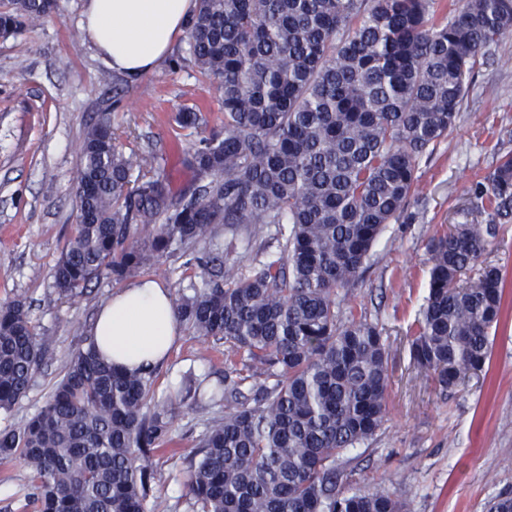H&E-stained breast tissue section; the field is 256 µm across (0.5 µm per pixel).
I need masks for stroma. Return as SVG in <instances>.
Instances as JSON below:
<instances>
[{
	"mask_svg": "<svg viewBox=\"0 0 512 512\" xmlns=\"http://www.w3.org/2000/svg\"><path fill=\"white\" fill-rule=\"evenodd\" d=\"M83 0H57L56 9L20 35L0 38V304L25 303L36 330L53 339L50 359L0 430L32 417L62 377L100 304L120 290L104 276L72 298L59 297L53 268L76 221L80 146L98 113L111 111L124 152L155 155L173 189L194 174L182 158L193 137L174 115L193 107L220 126L223 105L215 83L188 65L176 66L185 41L159 65L130 79L109 70L81 41ZM463 109L446 139L418 161L420 191L387 224L363 274L342 296L344 310L378 323L389 352L390 394L376 435L341 461L350 491L380 489L406 501L410 512H486L512 494V223L502 225L484 255L502 268L503 317L489 359L465 387L441 392L410 356L416 319L427 294L435 231L477 221L470 201L502 157L512 155V34L483 49ZM224 345L201 344L179 328L170 359L157 368L155 401L172 412L173 444L150 459L156 477L146 512H193L186 458L223 403L209 392L224 378ZM202 383L204 398L180 402L185 376ZM28 470L0 461V512H33Z\"/></svg>",
	"mask_w": 512,
	"mask_h": 512,
	"instance_id": "1",
	"label": "stroma"
}]
</instances>
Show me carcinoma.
<instances>
[{
  "label": "carcinoma",
  "instance_id": "1",
  "mask_svg": "<svg viewBox=\"0 0 512 512\" xmlns=\"http://www.w3.org/2000/svg\"><path fill=\"white\" fill-rule=\"evenodd\" d=\"M179 62L216 81L219 130L184 108L198 135L179 192L152 154L115 144L101 112L81 145L77 224L54 268L63 297L107 272L136 276L161 258L195 255L224 225V275L201 277L175 302L201 339L224 342L235 376L188 459L201 512H408L384 491L340 487L337 461L387 415L382 329L342 315L336 297L357 278L385 225L419 190L416 161L448 135L481 48L512 33V0H197ZM48 14L46 0H7L0 33ZM484 222L430 237L428 294L411 344L439 389L482 371L502 314L504 277L481 257L512 221V156L476 183ZM52 340L19 301L0 305V412L26 396ZM271 379L241 401L242 384ZM155 369L106 363L92 338L40 410L0 431V459L32 474L37 512H145L151 453L173 442L172 416L151 404Z\"/></svg>",
  "mask_w": 512,
  "mask_h": 512
}]
</instances>
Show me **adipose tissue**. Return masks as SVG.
Segmentation results:
<instances>
[{"mask_svg": "<svg viewBox=\"0 0 512 512\" xmlns=\"http://www.w3.org/2000/svg\"><path fill=\"white\" fill-rule=\"evenodd\" d=\"M195 0H84L80 35L112 71L152 72L185 33ZM179 327L169 288L142 279L114 293L89 330L100 356L135 371L169 353Z\"/></svg>", "mask_w": 512, "mask_h": 512, "instance_id": "adipose-tissue-1", "label": "adipose tissue"}]
</instances>
